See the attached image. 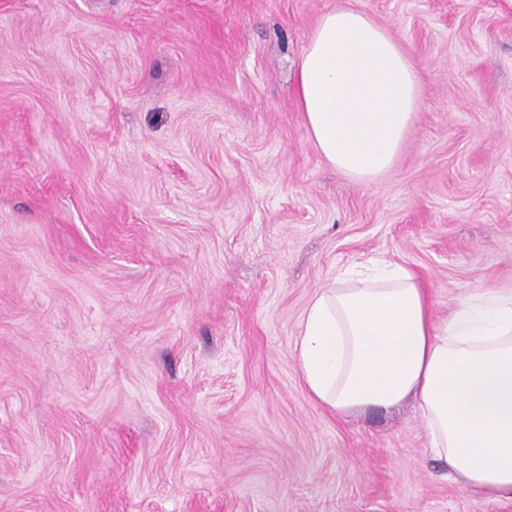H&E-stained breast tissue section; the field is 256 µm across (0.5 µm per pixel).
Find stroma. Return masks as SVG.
I'll return each mask as SVG.
<instances>
[{
	"mask_svg": "<svg viewBox=\"0 0 512 512\" xmlns=\"http://www.w3.org/2000/svg\"><path fill=\"white\" fill-rule=\"evenodd\" d=\"M337 2L0 0V512H512L295 352L360 260L512 290V0H357L423 86L370 183L293 91Z\"/></svg>",
	"mask_w": 512,
	"mask_h": 512,
	"instance_id": "obj_1",
	"label": "stroma"
}]
</instances>
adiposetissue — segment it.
<instances>
[{
	"mask_svg": "<svg viewBox=\"0 0 512 512\" xmlns=\"http://www.w3.org/2000/svg\"><path fill=\"white\" fill-rule=\"evenodd\" d=\"M295 97L320 155L366 183L393 167L420 107V77L390 32L345 0L319 16ZM296 351L316 402L348 414L414 397L449 476L512 498V291L460 299L439 319L416 273L359 265L310 298Z\"/></svg>",
	"mask_w": 512,
	"mask_h": 512,
	"instance_id": "obj_1",
	"label": "adipose tissue"
}]
</instances>
